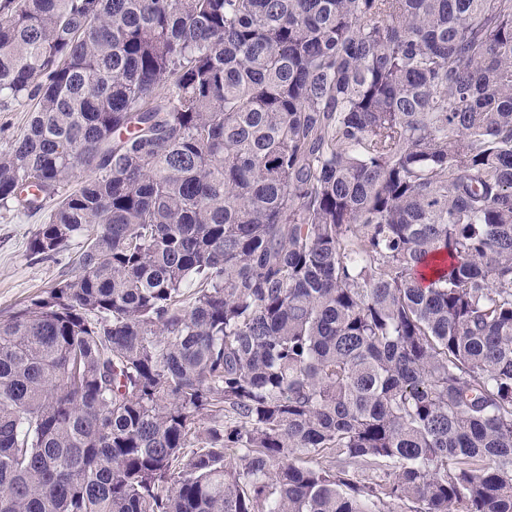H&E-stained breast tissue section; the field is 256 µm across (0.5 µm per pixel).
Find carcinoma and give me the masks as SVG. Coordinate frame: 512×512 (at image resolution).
I'll list each match as a JSON object with an SVG mask.
<instances>
[{"mask_svg":"<svg viewBox=\"0 0 512 512\" xmlns=\"http://www.w3.org/2000/svg\"><path fill=\"white\" fill-rule=\"evenodd\" d=\"M0 13V512H512V0ZM34 101L16 102L4 100L0 103V148L15 139L26 129L30 108ZM52 202L35 212L0 207V315L4 316L42 295L57 281L74 275L75 258L84 238L49 258L31 255L28 241L48 221Z\"/></svg>","mask_w":512,"mask_h":512,"instance_id":"obj_1","label":"carcinoma"}]
</instances>
